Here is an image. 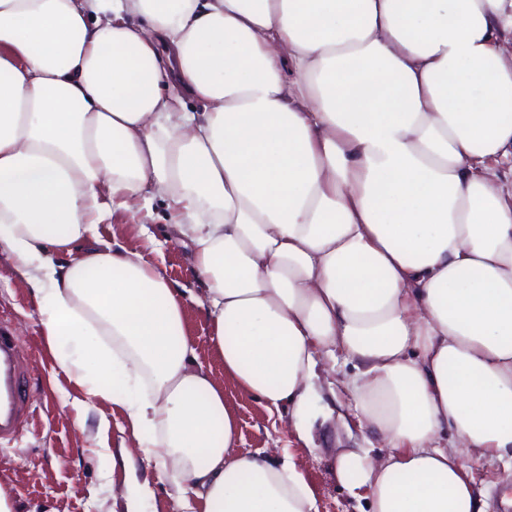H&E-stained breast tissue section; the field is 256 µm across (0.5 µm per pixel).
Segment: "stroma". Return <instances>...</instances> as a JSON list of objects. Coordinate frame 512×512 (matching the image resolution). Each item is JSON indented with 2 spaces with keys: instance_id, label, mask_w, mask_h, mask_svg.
<instances>
[{
  "instance_id": "stroma-1",
  "label": "stroma",
  "mask_w": 512,
  "mask_h": 512,
  "mask_svg": "<svg viewBox=\"0 0 512 512\" xmlns=\"http://www.w3.org/2000/svg\"><path fill=\"white\" fill-rule=\"evenodd\" d=\"M135 224L144 225V232H132ZM100 233L103 240L115 237L128 248L146 250L170 280L200 293L190 251L172 233L161 200L116 214L111 224L101 225ZM2 315L16 320L20 345L35 353L39 381L31 401L41 424L14 449L0 452V492L11 501L14 512H110L125 490V473L113 466L112 458L137 442L126 430L123 414L109 404L81 410L80 395L59 370L42 332L33 293L4 253L0 254ZM186 323L200 362L223 380L224 396L237 411L241 450L287 449L314 490L318 512H361L365 500L342 488L335 461L350 448H367L377 456L383 454L384 446L361 427L356 415L346 388L354 373L352 364L340 357L333 372L318 368L304 414L296 421L278 420L225 379L224 365L209 345L208 321L198 307L188 306ZM301 429L309 432L308 441L298 440ZM462 463L487 496L490 512H512L507 503L512 497L511 469L474 452L463 455Z\"/></svg>"
}]
</instances>
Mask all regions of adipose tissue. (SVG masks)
Segmentation results:
<instances>
[{"instance_id": "1", "label": "adipose tissue", "mask_w": 512, "mask_h": 512, "mask_svg": "<svg viewBox=\"0 0 512 512\" xmlns=\"http://www.w3.org/2000/svg\"><path fill=\"white\" fill-rule=\"evenodd\" d=\"M510 40L512 0H0V252L82 408L138 442L125 512L141 462L174 512H316L292 457L239 450L186 289L87 247L156 198L226 378L297 415L344 357L387 449L339 455L350 495L487 512L459 453L512 459Z\"/></svg>"}]
</instances>
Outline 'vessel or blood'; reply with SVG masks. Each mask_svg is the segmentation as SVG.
<instances>
[{
    "mask_svg": "<svg viewBox=\"0 0 512 512\" xmlns=\"http://www.w3.org/2000/svg\"><path fill=\"white\" fill-rule=\"evenodd\" d=\"M35 379L31 354L19 345L12 321L0 318V451L13 448L36 426L30 399Z\"/></svg>",
    "mask_w": 512,
    "mask_h": 512,
    "instance_id": "b4317fda",
    "label": "vessel or blood"
}]
</instances>
